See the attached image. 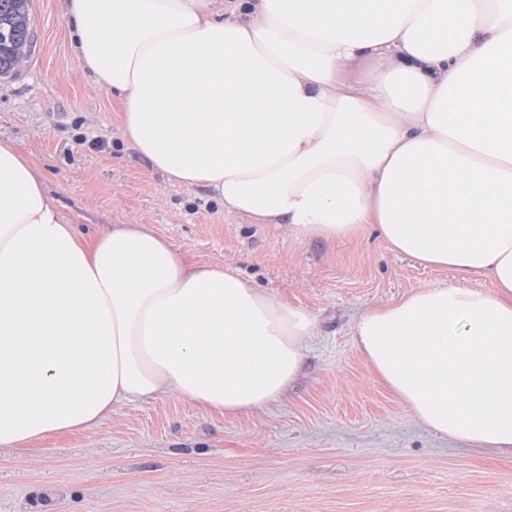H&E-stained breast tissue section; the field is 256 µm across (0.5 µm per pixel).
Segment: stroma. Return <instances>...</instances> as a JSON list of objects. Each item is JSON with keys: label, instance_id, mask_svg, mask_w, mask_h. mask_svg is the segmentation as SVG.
Wrapping results in <instances>:
<instances>
[{"label": "stroma", "instance_id": "obj_1", "mask_svg": "<svg viewBox=\"0 0 512 512\" xmlns=\"http://www.w3.org/2000/svg\"><path fill=\"white\" fill-rule=\"evenodd\" d=\"M31 14L36 45L0 76V139L34 161L62 215L87 240L149 225L186 260L234 268L306 309L319 334L302 376L265 410L223 417L172 397L0 447V512H512V457L415 423L353 335L361 312L459 275L395 252L370 226L298 241L225 213L205 188L146 173L118 101L75 62L63 0H31Z\"/></svg>", "mask_w": 512, "mask_h": 512}]
</instances>
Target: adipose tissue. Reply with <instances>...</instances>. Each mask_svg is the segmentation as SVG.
<instances>
[{
	"label": "adipose tissue",
	"mask_w": 512,
	"mask_h": 512,
	"mask_svg": "<svg viewBox=\"0 0 512 512\" xmlns=\"http://www.w3.org/2000/svg\"><path fill=\"white\" fill-rule=\"evenodd\" d=\"M65 16L148 171L298 240L371 224L491 279L412 291L354 334L418 424L512 456V0H66ZM317 334L147 225L84 242L0 139V447L175 395L267 408Z\"/></svg>",
	"instance_id": "obj_1"
}]
</instances>
